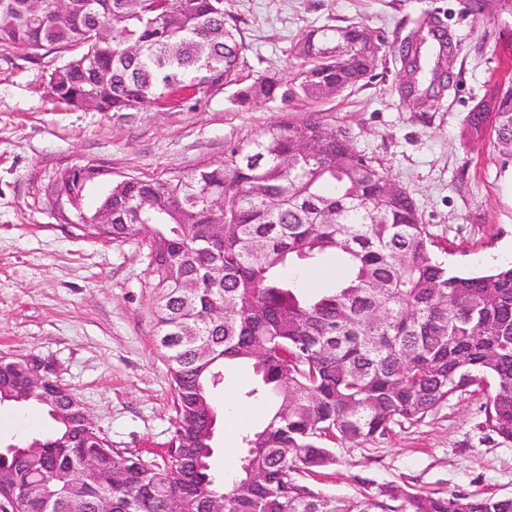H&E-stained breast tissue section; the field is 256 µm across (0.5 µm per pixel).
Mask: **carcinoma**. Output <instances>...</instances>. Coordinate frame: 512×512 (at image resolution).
Returning <instances> with one entry per match:
<instances>
[{"mask_svg":"<svg viewBox=\"0 0 512 512\" xmlns=\"http://www.w3.org/2000/svg\"><path fill=\"white\" fill-rule=\"evenodd\" d=\"M0 0V44L62 54L47 75L50 96L112 101L114 112L156 106L171 89L237 87L241 103L335 98L365 85L383 52L360 24L326 23L289 47L299 61L240 84L245 44L224 0H69L66 13L42 0ZM469 10L512 16V0H468ZM111 32L100 37L95 27ZM446 31L422 23L399 52L400 92L412 106L449 87ZM475 138L512 160V81L465 116ZM85 180L61 172L73 220L112 206L109 239L138 237L150 249L157 290V343L174 386L177 447L161 464L112 448L96 428L61 412L68 396L21 384L30 365L0 356V403L47 409L53 431L0 445V512H512V497L438 496L383 484L355 498L314 490L302 477L335 464L324 439L361 443L412 424L471 386L491 388L483 427L512 443V265L459 274L435 253L413 198L354 147L347 128L320 112L271 123L229 144L224 159L189 172L112 184L92 214ZM224 197L215 212L209 199ZM333 262L342 276L316 293L300 273ZM288 268V275L282 274ZM252 368L247 392L271 407L242 437L245 452L227 486L210 473L218 413L211 387L221 368ZM38 447L37 453L15 448ZM95 468L78 481L55 476ZM124 473L112 490V472Z\"/></svg>","mask_w":512,"mask_h":512,"instance_id":"1","label":"carcinoma"}]
</instances>
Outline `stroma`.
Returning a JSON list of instances; mask_svg holds the SVG:
<instances>
[{"label":"stroma","instance_id":"1","mask_svg":"<svg viewBox=\"0 0 512 512\" xmlns=\"http://www.w3.org/2000/svg\"><path fill=\"white\" fill-rule=\"evenodd\" d=\"M224 7L244 36L246 83L266 71L289 73L295 60L288 49L310 27L359 23L381 35L386 48L373 79L321 110L350 127L356 147L408 190L452 270L482 271L512 251V161L464 127L466 113L512 67L511 17L468 16L464 0H224ZM425 15L453 36L455 83L416 112L400 96L398 50ZM58 60L0 45V354L48 358L113 448L157 462L175 434V411L155 342L149 248L137 237L72 235L46 188L62 170L99 166L103 174L83 203L91 213L112 182L221 161L226 145L270 122L301 120L309 107L298 100L241 106L227 88L142 112L73 109L48 94L46 75ZM254 380L249 367L229 365L212 390L217 480L234 476L226 457L240 458L243 435L267 419L266 407L245 396ZM485 401L483 392L469 391L420 422L359 445H334L336 465L307 481L347 496L367 479L441 495L510 497L512 444L482 430ZM53 427L45 409L0 405L2 439Z\"/></svg>","mask_w":512,"mask_h":512}]
</instances>
